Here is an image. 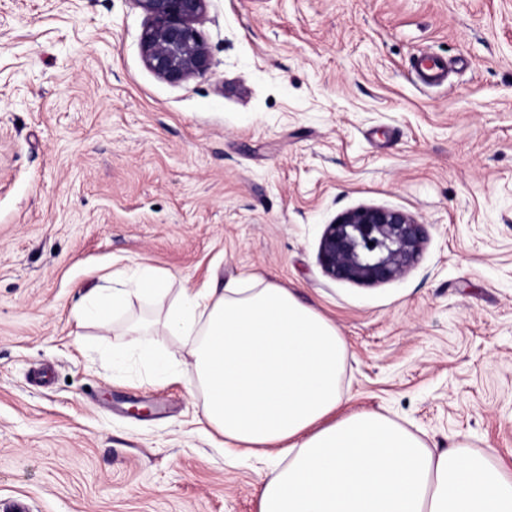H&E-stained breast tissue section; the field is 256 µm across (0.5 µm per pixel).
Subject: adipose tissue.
<instances>
[{
	"mask_svg": "<svg viewBox=\"0 0 512 512\" xmlns=\"http://www.w3.org/2000/svg\"><path fill=\"white\" fill-rule=\"evenodd\" d=\"M167 301L202 415L231 456L260 455L258 512H512V472L465 446L440 451L379 412L346 414V341L312 305L274 283L172 291L145 269L127 288H95L78 312L105 324L131 297Z\"/></svg>",
	"mask_w": 512,
	"mask_h": 512,
	"instance_id": "1",
	"label": "adipose tissue"
}]
</instances>
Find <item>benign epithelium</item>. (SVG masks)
Instances as JSON below:
<instances>
[{"label":"benign epithelium","mask_w":512,"mask_h":512,"mask_svg":"<svg viewBox=\"0 0 512 512\" xmlns=\"http://www.w3.org/2000/svg\"><path fill=\"white\" fill-rule=\"evenodd\" d=\"M148 23L141 37L146 66L171 83L203 75L208 50L196 24L206 0H137ZM428 234L426 225L394 208L361 206L325 226L318 261L326 277L363 286L394 281L416 266Z\"/></svg>","instance_id":"benign-epithelium-1"}]
</instances>
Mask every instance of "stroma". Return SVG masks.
I'll use <instances>...</instances> for the list:
<instances>
[{"mask_svg": "<svg viewBox=\"0 0 512 512\" xmlns=\"http://www.w3.org/2000/svg\"><path fill=\"white\" fill-rule=\"evenodd\" d=\"M146 24L137 0H0V505L258 512L181 338L127 332L158 306L76 316L145 267L294 290L347 343L349 409L512 468V0H207L210 69L179 83ZM424 52L444 85L420 88ZM360 206L426 224L401 278L323 274L326 224ZM415 69L425 75L430 82H437L444 76L446 63L435 56L423 55L415 61Z\"/></svg>", "mask_w": 512, "mask_h": 512, "instance_id": "35a3bbf8", "label": "stroma"}]
</instances>
